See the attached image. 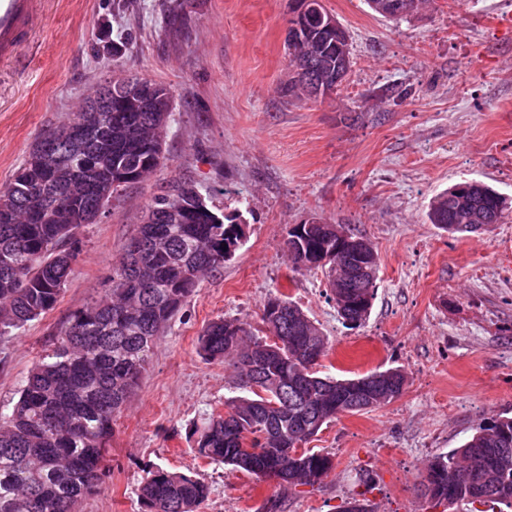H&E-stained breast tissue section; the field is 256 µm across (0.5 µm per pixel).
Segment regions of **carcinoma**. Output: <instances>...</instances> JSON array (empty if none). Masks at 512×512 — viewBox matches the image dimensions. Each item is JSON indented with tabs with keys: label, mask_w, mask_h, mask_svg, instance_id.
Segmentation results:
<instances>
[{
	"label": "carcinoma",
	"mask_w": 512,
	"mask_h": 512,
	"mask_svg": "<svg viewBox=\"0 0 512 512\" xmlns=\"http://www.w3.org/2000/svg\"><path fill=\"white\" fill-rule=\"evenodd\" d=\"M285 51L289 77L284 97L313 98L310 81L351 67L347 39L324 27L321 0H293ZM154 102L126 112L82 111L38 140L12 181L0 188V337L39 319L60 300L73 261L81 252L77 229L104 211L119 189L142 182L163 160L154 149L171 113L170 86L149 80ZM140 170L136 180L128 178ZM173 198L200 210L182 224L166 219ZM506 198L472 181L436 195L430 223L449 234L477 233L497 224ZM147 213L160 219L140 224L139 248H126L112 268L105 300L74 313L51 354L31 369L10 413H0V512H77L79 502L103 482L112 423L127 404L149 364L155 340L195 292L200 278L223 267V248L237 243L236 219L209 204L198 187L180 181L155 195ZM363 257L322 266L340 318L354 326L368 318L376 282L349 280L346 268L378 266L371 244ZM334 224H304L284 242L296 269L319 251L336 249ZM280 309L264 303L262 327L224 318L210 322L199 341L209 360H222L242 395L196 428L197 452L259 481L283 472L280 486H315L333 470L328 453L306 444L344 414L368 412L398 399L406 386L399 368L373 371L383 396L347 395L352 379L321 374L328 338L295 303L279 297ZM283 339L272 349L270 335ZM421 496L437 505L468 501L512 505V418L489 419L421 475ZM210 495L204 481L164 467L146 472L139 489L142 512H198Z\"/></svg>",
	"instance_id": "obj_1"
}]
</instances>
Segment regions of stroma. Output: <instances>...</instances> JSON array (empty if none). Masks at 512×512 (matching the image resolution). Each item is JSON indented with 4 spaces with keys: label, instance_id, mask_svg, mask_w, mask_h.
I'll use <instances>...</instances> for the list:
<instances>
[{
    "label": "stroma",
    "instance_id": "1",
    "mask_svg": "<svg viewBox=\"0 0 512 512\" xmlns=\"http://www.w3.org/2000/svg\"><path fill=\"white\" fill-rule=\"evenodd\" d=\"M322 3L348 33L352 66L337 93L315 100L278 93L290 0H44L18 60L0 64V187L113 73L174 92L163 164L78 229L82 251L58 304L0 341V411L71 316L104 298L160 187L194 182L244 225L235 254L160 334L81 512H141L137 490L155 465L210 486L199 512H266L278 497L285 512H337L359 494L374 512H475L434 505L418 483L489 417L512 416V209L456 236L427 212L435 194L468 181L512 202V28L501 24L512 0H429L408 20L365 0ZM314 219L349 225L378 254L363 325L340 319L324 272L292 271L282 250L293 225ZM280 295L328 336L323 373L407 376L399 399L323 426L310 446L331 453L330 476L286 493L200 458L194 435L240 394L224 362L201 357L202 330L220 317L259 326Z\"/></svg>",
    "mask_w": 512,
    "mask_h": 512
}]
</instances>
